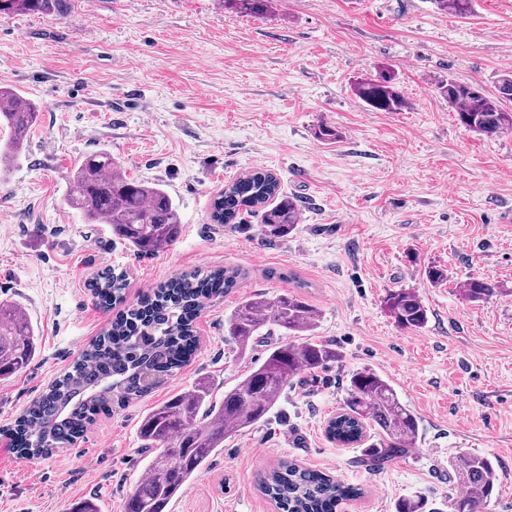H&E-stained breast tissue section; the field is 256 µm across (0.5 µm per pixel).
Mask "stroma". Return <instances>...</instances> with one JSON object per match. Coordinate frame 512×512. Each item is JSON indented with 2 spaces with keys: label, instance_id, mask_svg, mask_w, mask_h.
Here are the masks:
<instances>
[{
  "label": "stroma",
  "instance_id": "35a3bbf8",
  "mask_svg": "<svg viewBox=\"0 0 512 512\" xmlns=\"http://www.w3.org/2000/svg\"><path fill=\"white\" fill-rule=\"evenodd\" d=\"M88 1L61 19L0 16V86L41 109L0 173V299L39 336L29 366L0 381V512H67L89 498L124 512L145 474L142 417L200 378L222 400L265 349L238 355L225 316L243 298L284 293L316 311L314 335L337 363L294 377L268 421L226 438L168 512H276L257 479L283 460L362 488L337 512H395L405 497L456 496L448 459L462 448L496 465L488 512H512V135L468 131L437 89L451 77L492 93L512 74V0H476L466 19L429 0H272L263 15L227 0H92V12ZM385 67L403 111L374 110L352 91ZM323 123L336 142L315 137ZM101 149L178 204L180 233L165 251L134 253L65 205L68 176ZM256 169L298 200L287 237L262 239L253 216L211 219L214 196ZM431 263L447 283L426 281ZM224 267L241 270L239 286L206 303L196 350L167 384L98 415L73 447L19 456L3 429L116 315L91 295L97 275L124 272L130 306L182 272ZM473 277L506 292L469 300ZM399 288L427 307L423 329L400 328L386 310ZM362 368L419 419L412 453L380 469L365 463L375 431L349 445L325 435Z\"/></svg>",
  "mask_w": 512,
  "mask_h": 512
}]
</instances>
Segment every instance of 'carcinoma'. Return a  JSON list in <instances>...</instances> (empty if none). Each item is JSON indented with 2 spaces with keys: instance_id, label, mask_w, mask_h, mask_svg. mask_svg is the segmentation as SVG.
<instances>
[{
  "instance_id": "carcinoma-1",
  "label": "carcinoma",
  "mask_w": 512,
  "mask_h": 512,
  "mask_svg": "<svg viewBox=\"0 0 512 512\" xmlns=\"http://www.w3.org/2000/svg\"><path fill=\"white\" fill-rule=\"evenodd\" d=\"M226 2L256 15L269 9V0ZM430 3L461 18L474 12V0ZM71 5L72 0H0V13L62 18ZM438 89L466 129L490 139L512 134V110L502 105L512 99V77L503 76L495 94L452 78L441 82ZM354 93L369 107L384 112H399L408 106L391 71L355 83ZM38 117L34 102L10 88H0V125L10 131L8 140L0 145V161L10 164L20 156ZM65 204L78 211L87 224L110 225L112 234L139 254H155L172 246L181 224L178 205L162 185L130 178L106 150L85 157L72 172ZM244 213L260 217L261 233L269 239L287 236L301 221L297 200L282 191L279 178L263 170L225 185L213 199L211 218L218 224H235ZM240 278L238 270L225 268L202 276L188 272L159 286L149 300L113 319L110 329L88 345L72 369L53 382L8 432L24 435L26 456H47L71 444L109 406L120 407L163 385L165 377L180 369L192 354L197 340L194 321L204 300L230 293ZM89 288L99 304L115 305L123 299L125 275L107 270ZM501 292L500 285L480 278L464 284L465 295L473 301ZM385 304L404 328L419 330L428 322L426 306L411 289L390 292ZM317 322L314 309L291 294L274 300L242 299L224 319V330L240 354L275 329L296 341L267 348L263 362L224 391L219 403L212 399L211 382L200 378L151 407L138 431L153 457L125 512H165L178 492L202 472L211 455L224 447L225 438L268 418L290 378L337 361L335 349L311 338ZM37 340L26 311L1 301L0 380L32 362ZM371 424L379 428V442L366 453L371 468L407 455L416 445L419 421L415 414L391 384L364 368L348 378L343 411L327 422L325 434L341 444L358 443ZM448 478L471 492L445 501V507L451 512H485L498 482L491 459L460 449L448 460ZM258 486L280 512H333L342 501L358 494V488L292 461L261 474ZM395 512L440 509H427L423 499H404Z\"/></svg>"
}]
</instances>
